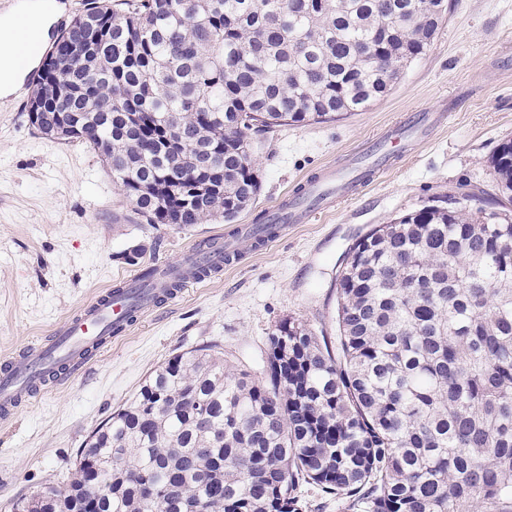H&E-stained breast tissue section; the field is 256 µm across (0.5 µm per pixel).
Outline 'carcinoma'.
<instances>
[{"instance_id":"carcinoma-1","label":"carcinoma","mask_w":512,"mask_h":512,"mask_svg":"<svg viewBox=\"0 0 512 512\" xmlns=\"http://www.w3.org/2000/svg\"><path fill=\"white\" fill-rule=\"evenodd\" d=\"M441 0H92L42 69L32 123L88 144L148 224L233 222L260 181L254 127L386 96ZM500 196L371 229L336 278V352L299 323L263 377L214 347L155 368L74 471L12 512H512V140ZM298 491L306 505L303 512H349L341 499L325 495L316 485L304 484Z\"/></svg>"}]
</instances>
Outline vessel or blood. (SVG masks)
Wrapping results in <instances>:
<instances>
[{"label":"vessel or blood","mask_w":512,"mask_h":512,"mask_svg":"<svg viewBox=\"0 0 512 512\" xmlns=\"http://www.w3.org/2000/svg\"><path fill=\"white\" fill-rule=\"evenodd\" d=\"M13 45L18 65L27 79H34L31 59L45 52L46 47L44 41L36 38L27 18H18ZM441 119V114L435 112H416L403 117L399 125L415 132L422 140ZM387 161V155H380L375 169L353 176L343 175L333 164L320 167L306 178L299 195L288 204L279 203L268 209L266 216L275 225V233H265L251 224L241 225L236 237L225 238L223 251L203 244L186 252L182 262L157 263V276L145 288L140 287L138 279H129V286L135 289L133 296L120 297L114 285L99 292L54 327L49 336L32 341L17 356L0 361V420H10L23 403L67 381L87 366L112 338L126 332L138 316L176 297L177 291L170 288L169 282L182 276L186 264L207 266L213 274L222 272L224 267L236 262L239 239H250L263 247L275 242L277 235L286 232L290 225L309 223L315 214L334 210L337 202L358 196L384 174Z\"/></svg>","instance_id":"b4317fda"}]
</instances>
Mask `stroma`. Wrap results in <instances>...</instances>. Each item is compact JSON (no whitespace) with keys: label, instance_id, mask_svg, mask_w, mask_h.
I'll list each match as a JSON object with an SVG mask.
<instances>
[{"label":"stroma","instance_id":"stroma-1","mask_svg":"<svg viewBox=\"0 0 512 512\" xmlns=\"http://www.w3.org/2000/svg\"><path fill=\"white\" fill-rule=\"evenodd\" d=\"M446 5L431 45L366 110L252 133L261 191L237 221L254 223L305 176L373 142L402 113L441 112L445 124L333 213L266 248L241 241L232 268L187 283L83 373L0 423V512L62 485L92 431L172 356L215 343L225 359L256 374L268 337L286 320L335 343L336 277L360 236L423 206L494 190L489 161L512 139V0ZM31 94L26 88L0 98V359L49 335L111 281L154 262H179L196 242L230 231L220 218L183 228L145 223L95 151L32 127ZM134 246L142 253L131 263Z\"/></svg>","mask_w":512,"mask_h":512}]
</instances>
